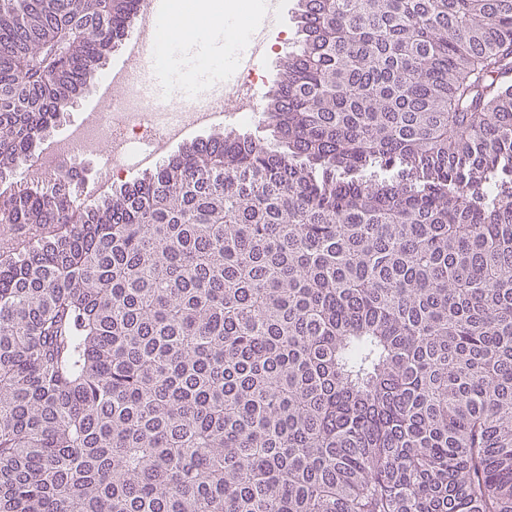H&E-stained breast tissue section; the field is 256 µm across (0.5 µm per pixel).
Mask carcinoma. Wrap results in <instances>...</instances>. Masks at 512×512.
<instances>
[{
    "label": "carcinoma",
    "mask_w": 512,
    "mask_h": 512,
    "mask_svg": "<svg viewBox=\"0 0 512 512\" xmlns=\"http://www.w3.org/2000/svg\"><path fill=\"white\" fill-rule=\"evenodd\" d=\"M143 4L0 0V182ZM297 24L275 144L0 195V512H512V0Z\"/></svg>",
    "instance_id": "carcinoma-1"
}]
</instances>
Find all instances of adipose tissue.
I'll return each mask as SVG.
<instances>
[{
	"label": "adipose tissue",
	"instance_id": "1",
	"mask_svg": "<svg viewBox=\"0 0 512 512\" xmlns=\"http://www.w3.org/2000/svg\"><path fill=\"white\" fill-rule=\"evenodd\" d=\"M264 10L263 0H242L239 8L230 11L218 0H193L187 7L181 0H164L162 16L178 51L196 60H220L226 41L246 31Z\"/></svg>",
	"mask_w": 512,
	"mask_h": 512
}]
</instances>
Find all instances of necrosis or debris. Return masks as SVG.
<instances>
[{
  "instance_id": "necrosis-or-debris-1",
  "label": "necrosis or debris",
  "mask_w": 512,
  "mask_h": 512,
  "mask_svg": "<svg viewBox=\"0 0 512 512\" xmlns=\"http://www.w3.org/2000/svg\"><path fill=\"white\" fill-rule=\"evenodd\" d=\"M135 68L106 71L101 81L122 88V96L113 98L111 110L84 113L79 122L70 124L49 146L27 162L21 171L22 184L31 187L66 183V160L79 156L95 159L109 154V180H116L142 163H155L164 157L167 145L183 133L196 132L234 114L240 121L257 115L258 66L241 69L240 77L224 97L207 102L174 99L154 103L138 89Z\"/></svg>"
}]
</instances>
